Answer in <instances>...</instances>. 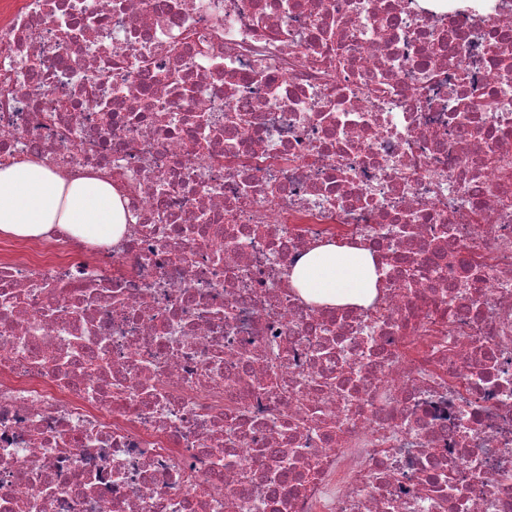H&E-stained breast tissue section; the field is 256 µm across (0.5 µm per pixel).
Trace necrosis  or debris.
<instances>
[{
	"instance_id": "necrosis-or-debris-1",
	"label": "necrosis or debris",
	"mask_w": 512,
	"mask_h": 512,
	"mask_svg": "<svg viewBox=\"0 0 512 512\" xmlns=\"http://www.w3.org/2000/svg\"><path fill=\"white\" fill-rule=\"evenodd\" d=\"M22 156L135 224L0 256V512H512V0H0ZM377 278L369 251L336 243L314 248L289 273L304 300L332 306L368 305L377 295Z\"/></svg>"
}]
</instances>
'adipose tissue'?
I'll return each mask as SVG.
<instances>
[{
	"mask_svg": "<svg viewBox=\"0 0 512 512\" xmlns=\"http://www.w3.org/2000/svg\"><path fill=\"white\" fill-rule=\"evenodd\" d=\"M54 231L90 245L119 244L131 231L126 203L100 178H72L36 158L1 161L0 234L29 239ZM289 280L314 304L366 305L377 295L369 251L336 243L311 250Z\"/></svg>",
	"mask_w": 512,
	"mask_h": 512,
	"instance_id": "adipose-tissue-1",
	"label": "adipose tissue"
}]
</instances>
